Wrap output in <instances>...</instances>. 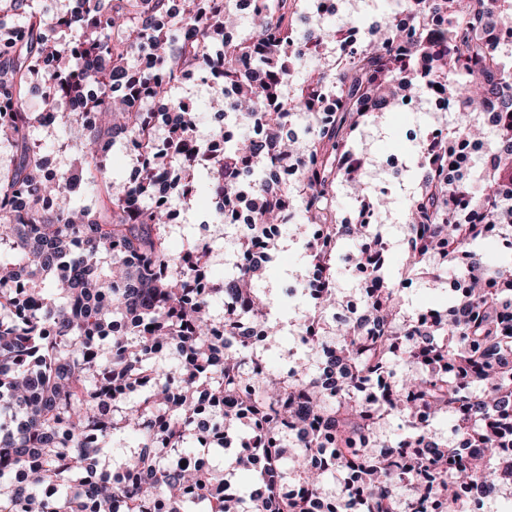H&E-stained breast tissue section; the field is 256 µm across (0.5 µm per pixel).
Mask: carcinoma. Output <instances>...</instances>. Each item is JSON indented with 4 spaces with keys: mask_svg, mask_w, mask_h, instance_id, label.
I'll return each instance as SVG.
<instances>
[{
    "mask_svg": "<svg viewBox=\"0 0 512 512\" xmlns=\"http://www.w3.org/2000/svg\"><path fill=\"white\" fill-rule=\"evenodd\" d=\"M66 14L30 9L29 0H0V146L12 153L0 171V512H314L333 478L340 498L328 512H428L433 501L457 511L459 491L484 485L512 492V467L497 459L512 450V0H404L415 24L386 20L356 44L344 28L301 32L288 0H266L250 33L217 47L238 26L225 0H73ZM435 14L446 25L435 31ZM334 47L336 67L304 73L294 93L282 87L312 52ZM150 71L135 68L142 56ZM260 77L243 78L241 58ZM230 83L235 94L219 110L242 124L263 123L269 146L249 141L220 153L195 141L194 113L172 94L180 71ZM336 94L328 123L315 121L324 94ZM40 93L42 108L30 98ZM445 97L451 120L423 129L410 165L404 219L410 238L403 268L384 265L386 241L373 224L389 196L369 190V156L360 129L416 103ZM152 97L178 112L168 136L150 138L153 113L131 110L124 95ZM497 103L496 118L486 106ZM74 101L97 113L72 144V167L60 176L45 168V149L33 137L41 119ZM306 115L296 137L287 119ZM485 142L487 160L470 174L448 179L454 167L448 139ZM135 157L131 178L114 180L106 161L117 145ZM362 161L347 162L352 152ZM282 157L300 164L296 188L270 186L265 172ZM100 179L94 206L75 196L83 175ZM181 193L202 190L232 220L233 196L252 198L251 223L239 228L240 247L253 246L263 226L300 209L310 275L296 287L318 300L320 315L303 320L308 336L329 325L336 352L317 358L341 370L345 386L328 393L304 376L285 382L263 371L257 386L240 369L256 343L274 335L272 301L253 287L268 261L236 267L232 277L207 279L214 243L193 238L179 254L168 247L176 183ZM343 188L358 211L343 227L333 204ZM53 200L47 209L43 201ZM357 250L345 255L341 239ZM492 241L500 259L486 261ZM361 267L365 314L379 326L364 335L328 323L342 302L337 265ZM430 275L458 276L459 291L443 306L407 308L406 289ZM245 301L255 335L233 346L211 307L215 296ZM462 308L458 318L448 309ZM168 356L176 366L165 369ZM405 365L399 380L394 367ZM373 383V405L356 401L359 382ZM143 390L131 400L128 393ZM449 416L451 441L434 429L412 427L419 411ZM391 419L407 428L396 441L380 430ZM132 429L141 443L118 473L103 477L112 436ZM306 437L285 446L284 432ZM240 447L233 472L250 471L255 486L229 495L226 474L190 461L205 449ZM479 448L467 456L458 441ZM272 463L264 471L251 454ZM329 462L320 465L316 455ZM296 493L279 492L286 474Z\"/></svg>",
    "mask_w": 512,
    "mask_h": 512,
    "instance_id": "cac0c4a2",
    "label": "carcinoma"
}]
</instances>
